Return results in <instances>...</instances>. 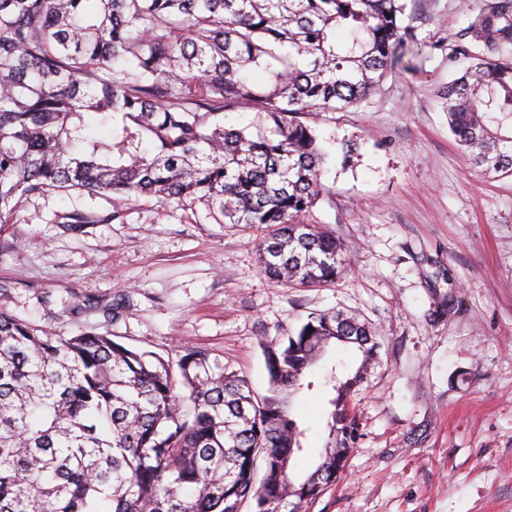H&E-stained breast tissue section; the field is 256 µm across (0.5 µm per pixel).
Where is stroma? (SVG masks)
Returning a JSON list of instances; mask_svg holds the SVG:
<instances>
[{"mask_svg": "<svg viewBox=\"0 0 512 512\" xmlns=\"http://www.w3.org/2000/svg\"><path fill=\"white\" fill-rule=\"evenodd\" d=\"M404 2L417 69L306 118L327 154L314 213L349 248L343 277L272 283L259 264L266 227L221 223L197 200L48 191L0 224V312L166 359L202 349L261 395L262 342L313 312L357 314L381 331L350 395L361 436L302 512H512V178L469 163L441 98L473 62L464 32L493 0ZM75 213L89 219L79 231ZM324 407L316 389L292 403L308 437L296 472L320 460Z\"/></svg>", "mask_w": 512, "mask_h": 512, "instance_id": "35a3bbf8", "label": "stroma"}]
</instances>
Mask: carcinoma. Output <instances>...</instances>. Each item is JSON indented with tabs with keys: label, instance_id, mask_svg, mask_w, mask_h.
Instances as JSON below:
<instances>
[{
	"label": "carcinoma",
	"instance_id": "cac0c4a2",
	"mask_svg": "<svg viewBox=\"0 0 512 512\" xmlns=\"http://www.w3.org/2000/svg\"><path fill=\"white\" fill-rule=\"evenodd\" d=\"M401 0H0V223L30 193L160 204L194 197L262 224L261 269L312 287L347 266L312 215L324 152L301 116L353 107L414 54ZM487 57L442 91L475 168L512 176V0L467 28ZM255 112L257 132L224 127ZM357 317L318 313L263 345L268 394L106 334L56 336L0 313V512H299L336 483L359 433L348 396L378 355ZM360 362L308 379L334 342ZM329 395L328 442L292 473L289 400Z\"/></svg>",
	"mask_w": 512,
	"mask_h": 512
}]
</instances>
